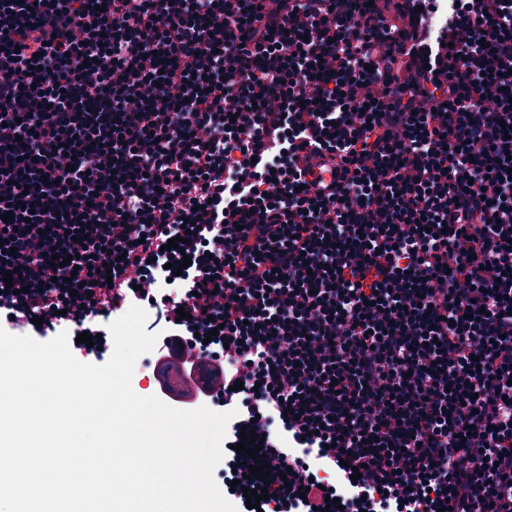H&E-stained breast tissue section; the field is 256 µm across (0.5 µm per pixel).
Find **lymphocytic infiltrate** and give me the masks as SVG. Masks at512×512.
<instances>
[{"label":"lymphocytic infiltrate","instance_id":"f902f5d3","mask_svg":"<svg viewBox=\"0 0 512 512\" xmlns=\"http://www.w3.org/2000/svg\"><path fill=\"white\" fill-rule=\"evenodd\" d=\"M420 2L0 0V324L155 303L262 512H512V0Z\"/></svg>","mask_w":512,"mask_h":512}]
</instances>
